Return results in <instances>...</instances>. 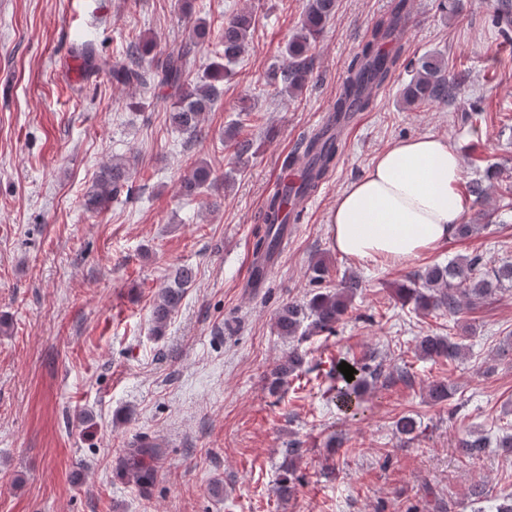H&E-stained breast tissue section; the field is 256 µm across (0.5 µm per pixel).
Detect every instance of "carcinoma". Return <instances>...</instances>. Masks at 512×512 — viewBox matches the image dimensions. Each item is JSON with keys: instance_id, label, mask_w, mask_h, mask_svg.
Segmentation results:
<instances>
[{"instance_id": "cac0c4a2", "label": "carcinoma", "mask_w": 512, "mask_h": 512, "mask_svg": "<svg viewBox=\"0 0 512 512\" xmlns=\"http://www.w3.org/2000/svg\"><path fill=\"white\" fill-rule=\"evenodd\" d=\"M337 0H308L300 29L285 47L286 64L270 75V80L281 84L280 92L295 94L304 87L311 68V51L323 31L327 20L336 11ZM188 36L180 45L166 55L161 67L152 70L142 65L143 57L153 50V42L146 40L129 46L130 64L112 68V77L123 86L147 88L152 85L168 86L176 90V100L168 113L169 123L177 130L192 137L197 134L204 114L211 110L220 96L219 85L231 73V66L237 64L245 53L251 33L258 23L256 14L241 12L224 23V35L219 41L223 47L221 61L210 65L207 72L197 81H189L190 70L195 65L197 53L205 43L211 42V33L201 20H187ZM398 24V15L378 20L370 35L362 43L359 51L348 64V77L333 106L335 112H348L352 109L365 110L370 98L369 88H379L389 79L396 67L399 56H390L383 50V44L391 38ZM456 88L455 81L448 77V63L440 56H427L420 60L413 79L404 87L402 100L408 107L419 108L436 101L448 100V91ZM338 146L323 142L319 135L310 137L304 149L307 158V172L304 178L284 186L282 192L271 199L258 216L262 224L255 234L254 254L271 255L278 248L284 224L290 220L286 212L292 197H308L315 193L320 181L334 163ZM131 179L130 165L123 159H114L102 167L91 188L83 194L82 207L88 212L102 209L117 197ZM213 171L205 162L195 164L191 172L180 180V191L185 196H193L201 189L215 185ZM490 214L484 210L476 217L456 227L455 235L467 238L489 222ZM195 280V271L182 266L175 271L173 281L162 288L152 311L154 331L161 333L172 313L179 307L185 288ZM512 286V262L487 269L479 257L457 258L445 266L434 265L421 273H416L409 283L396 290L403 304H413L416 311L444 309L450 314L459 311L463 297L482 299L506 286ZM360 280L351 276L342 280L336 290L315 294L309 303L301 306L288 303L278 311L275 328L280 336L293 338L306 319H311L308 327L319 332L333 333L342 318L347 314L349 304L358 288ZM463 344L444 336H424L417 344V352L423 358L461 356ZM304 355L294 348L288 356L277 364L270 373L269 389L276 391L286 378L301 368ZM355 370L354 380L347 381L343 373L336 372L337 385L335 399L339 408L357 409L370 382L377 380L365 359L352 358L347 361ZM157 459L154 446L140 442L130 448L117 461L120 473L133 480L141 491H147L152 482L153 462ZM292 466L285 469L279 480L277 492L280 496L292 494L299 482Z\"/></svg>"}]
</instances>
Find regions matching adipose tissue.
Segmentation results:
<instances>
[{"label": "adipose tissue", "mask_w": 512, "mask_h": 512, "mask_svg": "<svg viewBox=\"0 0 512 512\" xmlns=\"http://www.w3.org/2000/svg\"><path fill=\"white\" fill-rule=\"evenodd\" d=\"M459 146L422 135L393 142L340 193L329 216L337 250L399 262L450 239L470 201Z\"/></svg>", "instance_id": "1"}]
</instances>
